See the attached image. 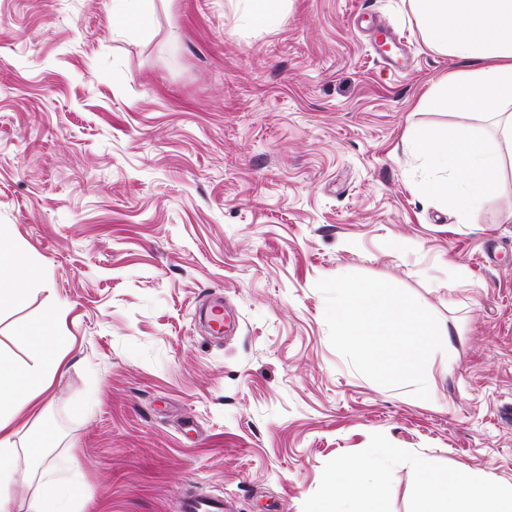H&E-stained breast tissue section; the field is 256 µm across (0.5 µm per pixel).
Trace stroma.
<instances>
[{
  "label": "stroma",
  "instance_id": "obj_1",
  "mask_svg": "<svg viewBox=\"0 0 512 512\" xmlns=\"http://www.w3.org/2000/svg\"><path fill=\"white\" fill-rule=\"evenodd\" d=\"M242 10L0 0V225L45 271L0 310V349L27 359L19 329L58 303L72 343L22 444L80 466L77 512H178L191 485L315 512L379 447L385 512H417V456L512 483V162L464 218L403 142L495 140L480 110L419 107L460 61L407 0H286L271 29ZM347 273L437 318L430 399L331 346L315 284Z\"/></svg>",
  "mask_w": 512,
  "mask_h": 512
}]
</instances>
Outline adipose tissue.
Segmentation results:
<instances>
[{
    "label": "adipose tissue",
    "mask_w": 512,
    "mask_h": 512,
    "mask_svg": "<svg viewBox=\"0 0 512 512\" xmlns=\"http://www.w3.org/2000/svg\"><path fill=\"white\" fill-rule=\"evenodd\" d=\"M409 12L430 49L468 61V68L449 73L445 103L475 108L493 119L501 142H489L456 128H420L405 139L408 150L433 170L423 191L460 216H467L495 193L503 174V152L512 150V0H407ZM0 268L13 272L0 281V309L25 305L42 267L27 259L8 227L0 225ZM62 309L53 306L40 321L19 332L35 341L37 355L18 361L0 352V512L15 488L22 456L21 430L42 416V405L56 375L66 363L57 328ZM387 449H375L365 461H344L337 474L357 472L345 492L335 494L321 512H383L379 461ZM420 473L417 497L424 512H512V484H503L464 468L439 470L423 457L414 458Z\"/></svg>",
    "instance_id": "1"
}]
</instances>
